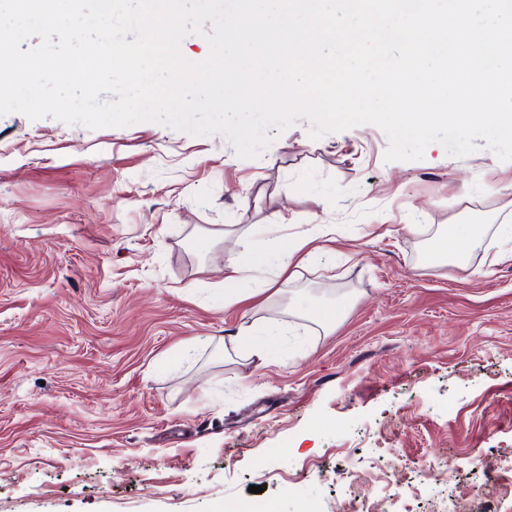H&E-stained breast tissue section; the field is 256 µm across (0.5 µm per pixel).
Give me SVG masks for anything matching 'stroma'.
<instances>
[{
    "instance_id": "obj_1",
    "label": "stroma",
    "mask_w": 512,
    "mask_h": 512,
    "mask_svg": "<svg viewBox=\"0 0 512 512\" xmlns=\"http://www.w3.org/2000/svg\"><path fill=\"white\" fill-rule=\"evenodd\" d=\"M308 130L243 159L0 116V512H481L491 490L512 512V161ZM265 224L327 234L280 293L225 305ZM448 224L482 237L431 259ZM339 299L334 327L306 314ZM245 320L265 363L218 345Z\"/></svg>"
}]
</instances>
